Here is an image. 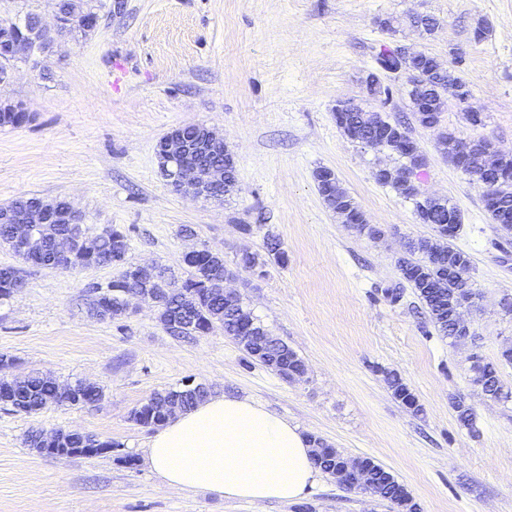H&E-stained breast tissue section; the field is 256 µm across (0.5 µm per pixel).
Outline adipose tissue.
Masks as SVG:
<instances>
[{
	"label": "adipose tissue",
	"instance_id": "adipose-tissue-1",
	"mask_svg": "<svg viewBox=\"0 0 512 512\" xmlns=\"http://www.w3.org/2000/svg\"><path fill=\"white\" fill-rule=\"evenodd\" d=\"M146 461L162 486L256 506L294 502L319 476L297 425L251 398L225 394L176 411L152 437Z\"/></svg>",
	"mask_w": 512,
	"mask_h": 512
}]
</instances>
